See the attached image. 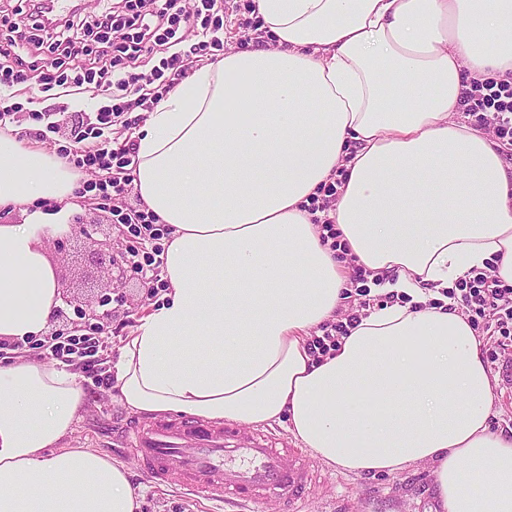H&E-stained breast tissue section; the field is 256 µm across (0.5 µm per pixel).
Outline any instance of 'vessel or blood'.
I'll use <instances>...</instances> for the list:
<instances>
[{"instance_id": "vessel-or-blood-1", "label": "vessel or blood", "mask_w": 512, "mask_h": 512, "mask_svg": "<svg viewBox=\"0 0 512 512\" xmlns=\"http://www.w3.org/2000/svg\"><path fill=\"white\" fill-rule=\"evenodd\" d=\"M142 471L156 484H174L216 508L232 503L250 512L259 497L295 505L312 476L301 449L277 447L271 432L249 436L192 418H160L129 439Z\"/></svg>"}]
</instances>
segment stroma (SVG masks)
<instances>
[{
	"label": "stroma",
	"instance_id": "stroma-1",
	"mask_svg": "<svg viewBox=\"0 0 512 512\" xmlns=\"http://www.w3.org/2000/svg\"><path fill=\"white\" fill-rule=\"evenodd\" d=\"M38 80L23 84L17 100L26 103L28 97L41 94L42 109L57 113L61 124L59 133L48 134L45 142L50 148L71 146L72 137L66 124L68 113L94 107L89 95H72L69 88L57 86L46 93H39ZM105 201L98 191L88 192L83 209L79 213L84 224H105L109 227L113 243L118 245L140 244L142 251L152 252L157 243L151 239L136 241L128 225L114 223L111 210L105 209ZM88 244L71 241L65 251L50 248L49 257L55 265L60 284L72 295L90 297L92 290L111 284L112 323L108 328V348L98 353L94 365H86L74 359L72 369L81 375V383L88 395L85 407L79 412L72 433L64 445L68 448H89L101 455L115 458L126 464L134 487L139 488V512H208L204 503L191 500L174 489L155 487L138 467L132 453L125 445L129 431L138 423L139 414L126 409L113 386L100 385V378L118 359L123 342L137 326L140 318L150 310L160 307L162 297L153 295L156 282L151 275L126 269L124 273H107L90 264L86 253ZM478 336L484 342L483 353L495 405L491 424L493 429L512 427V394H505L499 368L511 350L503 347V339L478 328ZM314 483L309 490L304 512H441V504L435 493L431 465L412 463L403 469L387 474L352 473L338 466L310 458Z\"/></svg>",
	"mask_w": 512,
	"mask_h": 512
}]
</instances>
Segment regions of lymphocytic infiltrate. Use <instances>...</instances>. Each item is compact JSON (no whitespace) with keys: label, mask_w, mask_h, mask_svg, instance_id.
I'll return each instance as SVG.
<instances>
[{"label":"lymphocytic infiltrate","mask_w":512,"mask_h":512,"mask_svg":"<svg viewBox=\"0 0 512 512\" xmlns=\"http://www.w3.org/2000/svg\"><path fill=\"white\" fill-rule=\"evenodd\" d=\"M230 0H125L124 14L102 12L94 18L72 13L63 18L51 17L42 0H19L17 14L31 22L34 29L46 32L45 81H70L77 93L95 91L103 105L91 111H78L73 136L75 142H89L85 154L88 163L108 170L109 178L96 189L102 197L120 199L132 185L137 166L136 142H118L111 137L116 118L135 110L148 111L185 78L194 59L201 52L224 48V16ZM119 40L111 51L100 45L108 33ZM195 42H187V33ZM28 39L24 32L0 37V126L20 109L12 101L15 85L29 79L28 67L20 55ZM151 61L148 69L140 68L141 60ZM465 101L477 125L505 152L512 153V72L500 83L472 82ZM335 184L322 185L319 196L311 197L308 212L318 224L321 241L331 250L342 248L340 234L327 211L336 202ZM370 273L357 266L353 269L355 294L359 311L345 319L323 324L309 347L313 356L330 353L340 337L349 335L360 321L363 309L369 308ZM447 295L468 316L471 325L491 319L503 338L512 337V286L485 270H472L455 281Z\"/></svg>","instance_id":"f902f5d3"}]
</instances>
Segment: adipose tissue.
Listing matches in <instances>:
<instances>
[{"mask_svg": "<svg viewBox=\"0 0 512 512\" xmlns=\"http://www.w3.org/2000/svg\"><path fill=\"white\" fill-rule=\"evenodd\" d=\"M270 47L229 51L148 112L135 189L169 225L168 284L114 365L134 413L286 422L353 473L433 466L442 512H512V432L490 426L483 341L435 306L472 269L512 285V176L464 121L470 82L512 71V0H254ZM328 216L346 258L304 211ZM65 160L0 131V340L45 333L63 305L48 242L81 207ZM410 296L369 311L336 351L348 260ZM87 395L76 371L0 365V512H136L129 469L65 448ZM337 182H332L329 184L322 185L319 188V192L321 193V197L312 196L310 198V206L304 205V208H307L309 214L311 215V222L313 224H321L320 229L323 232L321 234V241L323 245H328L329 248L333 251L343 250L346 251V244L342 245V242L339 240L341 237L340 232L336 231V225L333 224V221L329 218H321L315 215L317 212H328L335 206L336 198H337ZM338 185V184H337ZM326 232V233H324ZM343 251L342 254L345 255ZM340 256L339 254H337ZM340 256V258H344V256Z\"/></svg>", "mask_w": 512, "mask_h": 512, "instance_id": "adipose-tissue-1", "label": "adipose tissue"}]
</instances>
